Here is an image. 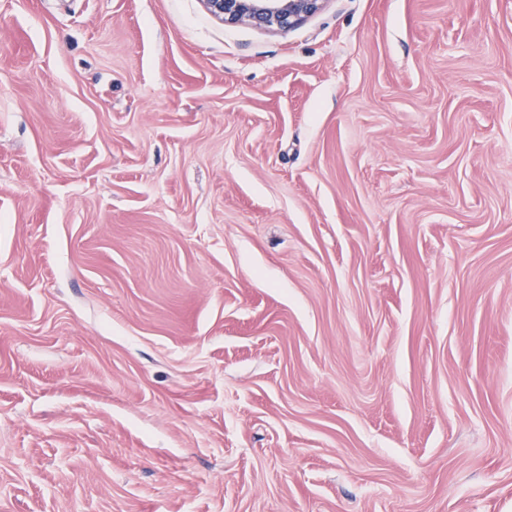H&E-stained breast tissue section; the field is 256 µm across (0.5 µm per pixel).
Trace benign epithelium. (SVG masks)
Wrapping results in <instances>:
<instances>
[{
	"label": "benign epithelium",
	"instance_id": "benign-epithelium-1",
	"mask_svg": "<svg viewBox=\"0 0 512 512\" xmlns=\"http://www.w3.org/2000/svg\"><path fill=\"white\" fill-rule=\"evenodd\" d=\"M324 0H203L213 16L230 24L288 29L318 12Z\"/></svg>",
	"mask_w": 512,
	"mask_h": 512
}]
</instances>
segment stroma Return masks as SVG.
Listing matches in <instances>:
<instances>
[{
	"label": "stroma",
	"mask_w": 512,
	"mask_h": 512,
	"mask_svg": "<svg viewBox=\"0 0 512 512\" xmlns=\"http://www.w3.org/2000/svg\"><path fill=\"white\" fill-rule=\"evenodd\" d=\"M0 512H512V0H0ZM210 14L230 24L288 29L318 12L324 0H202Z\"/></svg>",
	"instance_id": "1"
}]
</instances>
